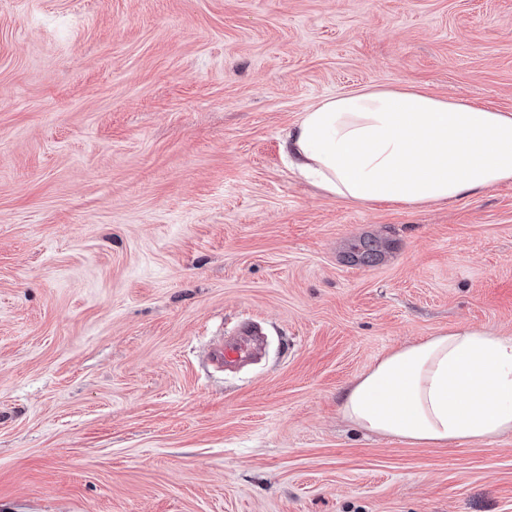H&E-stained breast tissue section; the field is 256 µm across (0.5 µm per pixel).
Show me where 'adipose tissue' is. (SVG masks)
Wrapping results in <instances>:
<instances>
[{"label":"adipose tissue","mask_w":512,"mask_h":512,"mask_svg":"<svg viewBox=\"0 0 512 512\" xmlns=\"http://www.w3.org/2000/svg\"><path fill=\"white\" fill-rule=\"evenodd\" d=\"M282 150L338 198L445 205L512 182V112L414 85L364 87L307 106ZM339 412L359 430L412 444L512 433V336L456 327L395 348L344 390Z\"/></svg>","instance_id":"obj_1"}]
</instances>
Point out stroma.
Instances as JSON below:
<instances>
[{"mask_svg":"<svg viewBox=\"0 0 512 512\" xmlns=\"http://www.w3.org/2000/svg\"><path fill=\"white\" fill-rule=\"evenodd\" d=\"M409 84L511 112L512 0H0V512H512V434L339 412L396 347L512 336V183L366 206L282 154Z\"/></svg>","mask_w":512,"mask_h":512,"instance_id":"stroma-1","label":"stroma"}]
</instances>
